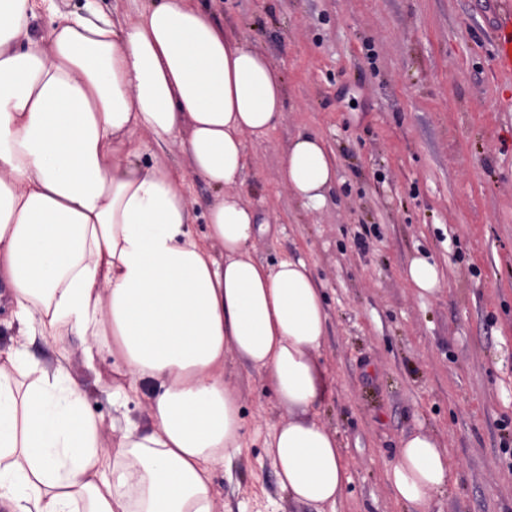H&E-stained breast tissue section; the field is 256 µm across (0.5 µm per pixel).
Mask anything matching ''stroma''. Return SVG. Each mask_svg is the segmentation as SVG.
Wrapping results in <instances>:
<instances>
[{
	"instance_id": "35a3bbf8",
	"label": "stroma",
	"mask_w": 512,
	"mask_h": 512,
	"mask_svg": "<svg viewBox=\"0 0 512 512\" xmlns=\"http://www.w3.org/2000/svg\"><path fill=\"white\" fill-rule=\"evenodd\" d=\"M497 0H212L230 35L284 74L274 135L247 141L237 192L275 232L259 260L304 259L325 290L320 359L332 378L318 417L336 430L353 482L336 512H409L385 471L404 435L446 440L457 480L432 512H512V76L493 66ZM303 130L336 153L335 186L317 211L284 187L280 162ZM432 257L443 292L419 298L403 272ZM100 417L150 429L152 388L83 341H65ZM247 443L213 492L230 512H314L277 483L264 447L287 414L261 377L226 351Z\"/></svg>"
}]
</instances>
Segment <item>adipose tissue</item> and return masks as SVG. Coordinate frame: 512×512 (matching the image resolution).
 I'll return each mask as SVG.
<instances>
[{"label":"adipose tissue","instance_id":"ef3b65f1","mask_svg":"<svg viewBox=\"0 0 512 512\" xmlns=\"http://www.w3.org/2000/svg\"><path fill=\"white\" fill-rule=\"evenodd\" d=\"M95 0H0V286L17 339L0 350V506L8 512H219L217 466L247 446L224 352L262 378L288 412L265 442L293 501L336 512L351 483L338 437L317 418L328 376L317 356L328 315L304 260L268 263L271 230L236 186L245 138L280 124L286 86L262 53L198 0H148L117 24ZM52 16L45 38L30 23ZM180 144L187 168L148 144ZM216 191L196 225L190 176ZM295 198L319 210L336 157L302 131L281 160ZM87 336L129 379L154 386L152 428L126 422L114 446L58 351L34 338ZM447 444L405 435L385 471L396 501L431 512L455 482Z\"/></svg>","mask_w":512,"mask_h":512}]
</instances>
